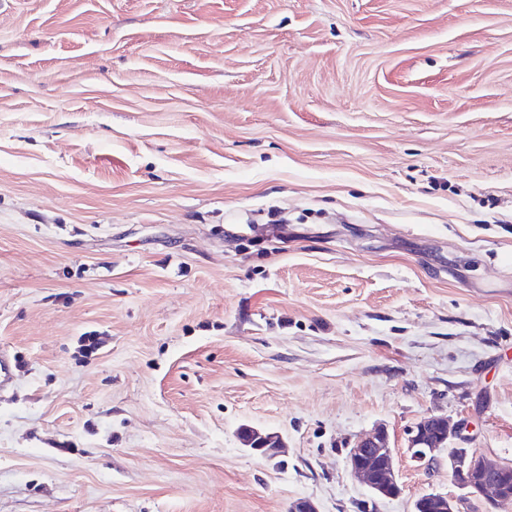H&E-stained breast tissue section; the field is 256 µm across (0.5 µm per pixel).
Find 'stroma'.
<instances>
[{
	"mask_svg": "<svg viewBox=\"0 0 512 512\" xmlns=\"http://www.w3.org/2000/svg\"><path fill=\"white\" fill-rule=\"evenodd\" d=\"M2 351L0 512H512V0H0ZM464 429V422L450 426L441 416L423 417L408 438L412 460L428 466L437 461L439 453L448 451V475L454 484L491 506L511 503L512 496H507L502 478L512 472V466L489 464L468 448H447L445 436L460 435ZM244 442L249 449L269 460L277 456L281 439L275 433H262L251 428H244ZM347 465L351 472L379 498L400 495L401 485L388 437L376 432L361 438L349 449ZM457 503L447 495L428 493L415 502L414 512H459Z\"/></svg>",
	"mask_w": 512,
	"mask_h": 512,
	"instance_id": "stroma-1",
	"label": "stroma"
}]
</instances>
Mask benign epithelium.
Wrapping results in <instances>:
<instances>
[{
    "mask_svg": "<svg viewBox=\"0 0 512 512\" xmlns=\"http://www.w3.org/2000/svg\"><path fill=\"white\" fill-rule=\"evenodd\" d=\"M465 429V423L450 425L441 416L422 418L410 431L408 447L411 458L421 465L437 461L438 454L448 451V475L452 482L469 491L491 506H502L512 502L506 493L502 478L512 472V466L493 465L477 457L468 448H449L445 436H457ZM244 442L249 449L269 460L277 456L281 439L275 433H262L251 428L244 429ZM347 465L351 472L379 498H394L400 495L401 485L396 462L388 437L382 432L368 435L349 449ZM414 512H459L457 503L446 495L428 493L415 502Z\"/></svg>",
    "mask_w": 512,
    "mask_h": 512,
    "instance_id": "7a95c632",
    "label": "benign epithelium"
}]
</instances>
